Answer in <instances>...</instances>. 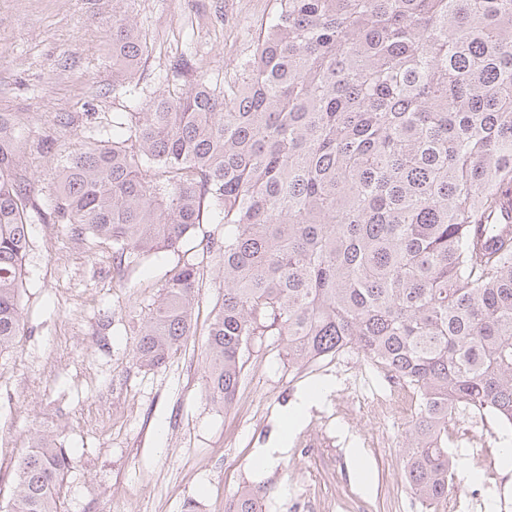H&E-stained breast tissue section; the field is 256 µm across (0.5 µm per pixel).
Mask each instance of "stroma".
<instances>
[{
	"label": "stroma",
	"mask_w": 512,
	"mask_h": 512,
	"mask_svg": "<svg viewBox=\"0 0 512 512\" xmlns=\"http://www.w3.org/2000/svg\"><path fill=\"white\" fill-rule=\"evenodd\" d=\"M277 10L276 0H0V112L24 133L21 166L38 208L50 211L61 155L83 150L90 130L119 112L199 80L239 81ZM133 18L148 46L114 86L112 29ZM220 224L196 226L179 250L115 270L111 242L36 224L25 257L22 330L0 355V504L13 491V461L32 433L76 452L60 512H224L238 489L262 490V512H502L512 471L502 466L512 427L484 428L460 412L453 454L466 494L428 508L402 471L407 415L366 417L363 397L394 382L354 350L298 368L279 336H259L243 357L230 410L206 396L205 340L221 302V271L201 242ZM200 266L195 333L161 367L132 358L140 323L167 270ZM324 383L319 399L304 389ZM300 424L283 426L295 407ZM269 458L263 469L253 461Z\"/></svg>",
	"instance_id": "stroma-1"
}]
</instances>
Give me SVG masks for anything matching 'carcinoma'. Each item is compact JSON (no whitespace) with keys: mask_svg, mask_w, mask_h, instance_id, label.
Returning <instances> with one entry per match:
<instances>
[{"mask_svg":"<svg viewBox=\"0 0 512 512\" xmlns=\"http://www.w3.org/2000/svg\"><path fill=\"white\" fill-rule=\"evenodd\" d=\"M145 47L112 30L113 75ZM242 80L207 81L112 121V144L63 156L53 219L112 242L116 268L176 250L200 224L224 291L206 339V394L231 409L251 340L274 331L302 367L345 349L412 386L404 477L457 495L448 423L512 425V0H278ZM22 134L0 113V354L21 330L31 224ZM200 272L167 271L133 360L158 368L194 330ZM70 450L35 433L8 512H58ZM243 487L224 512H258Z\"/></svg>","mask_w":512,"mask_h":512,"instance_id":"obj_1","label":"carcinoma"}]
</instances>
